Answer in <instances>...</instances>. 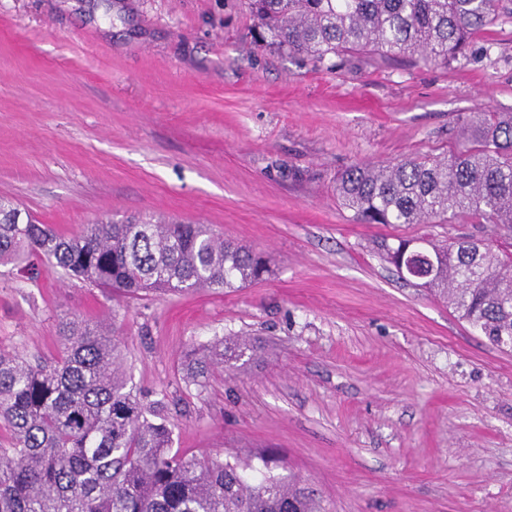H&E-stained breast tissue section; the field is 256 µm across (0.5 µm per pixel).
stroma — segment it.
Wrapping results in <instances>:
<instances>
[{
  "mask_svg": "<svg viewBox=\"0 0 512 512\" xmlns=\"http://www.w3.org/2000/svg\"><path fill=\"white\" fill-rule=\"evenodd\" d=\"M241 0H0V197L72 236L155 215L269 259L230 292L136 300L0 265V349L51 356L61 317L118 323L173 445L277 460L331 512H512V353L399 278L383 242L512 237L461 217L366 224L333 190L358 163L447 152L465 112L512 113V0L449 65L260 49ZM223 336L261 358L186 387Z\"/></svg>",
  "mask_w": 512,
  "mask_h": 512,
  "instance_id": "35a3bbf8",
  "label": "stroma"
}]
</instances>
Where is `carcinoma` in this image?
<instances>
[{
    "instance_id": "obj_1",
    "label": "carcinoma",
    "mask_w": 512,
    "mask_h": 512,
    "mask_svg": "<svg viewBox=\"0 0 512 512\" xmlns=\"http://www.w3.org/2000/svg\"><path fill=\"white\" fill-rule=\"evenodd\" d=\"M258 42L328 68L346 54L446 65L472 53L497 0H245ZM455 148L336 177L341 205L367 224H429L469 216L512 232V113H464ZM395 269L430 274L421 286L501 351L512 349V256L467 241L400 237ZM96 288L133 297L243 288L264 279V257L207 224L130 217L66 237L0 197V262L33 260ZM51 358L0 352V512H329L304 480L237 455L173 448L164 393L138 389L110 326L58 323ZM261 342L222 337L192 351L183 381L206 388L216 367L254 361Z\"/></svg>"
}]
</instances>
